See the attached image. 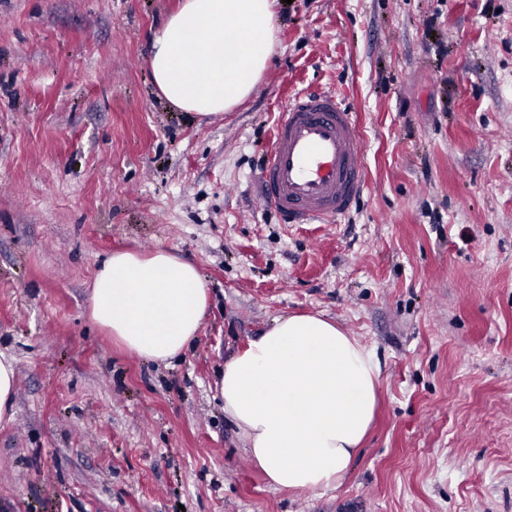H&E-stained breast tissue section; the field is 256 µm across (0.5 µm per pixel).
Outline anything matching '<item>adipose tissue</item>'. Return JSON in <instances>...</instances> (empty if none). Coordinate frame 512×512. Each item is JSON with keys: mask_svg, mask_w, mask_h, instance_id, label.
<instances>
[{"mask_svg": "<svg viewBox=\"0 0 512 512\" xmlns=\"http://www.w3.org/2000/svg\"><path fill=\"white\" fill-rule=\"evenodd\" d=\"M274 0H183L155 35L150 67L166 102L219 117L255 90L276 45ZM208 307L200 272L158 249L112 253L91 317L129 353L164 362L196 339ZM373 348L310 313L283 314L224 364L216 387L269 484L339 486L375 418Z\"/></svg>", "mask_w": 512, "mask_h": 512, "instance_id": "obj_1", "label": "adipose tissue"}]
</instances>
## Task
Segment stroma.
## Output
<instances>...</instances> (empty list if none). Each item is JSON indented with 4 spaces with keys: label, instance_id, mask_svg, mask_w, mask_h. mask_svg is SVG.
<instances>
[{
    "label": "stroma",
    "instance_id": "obj_1",
    "mask_svg": "<svg viewBox=\"0 0 512 512\" xmlns=\"http://www.w3.org/2000/svg\"><path fill=\"white\" fill-rule=\"evenodd\" d=\"M180 0H0V512H512V0H279L273 61L221 118L169 106L152 39ZM355 112L369 186L335 224L252 206L289 97ZM209 293L153 363L90 317L115 250ZM375 347L343 483L271 487L224 413L225 362L285 313ZM17 391L15 360L0 353V425L14 420V398Z\"/></svg>",
    "mask_w": 512,
    "mask_h": 512
}]
</instances>
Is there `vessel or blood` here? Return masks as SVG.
Instances as JSON below:
<instances>
[{
    "instance_id": "vessel-or-blood-1",
    "label": "vessel or blood",
    "mask_w": 512,
    "mask_h": 512,
    "mask_svg": "<svg viewBox=\"0 0 512 512\" xmlns=\"http://www.w3.org/2000/svg\"><path fill=\"white\" fill-rule=\"evenodd\" d=\"M262 209L286 224H330L368 186L365 145L354 112L334 94L288 99L259 171Z\"/></svg>"
}]
</instances>
